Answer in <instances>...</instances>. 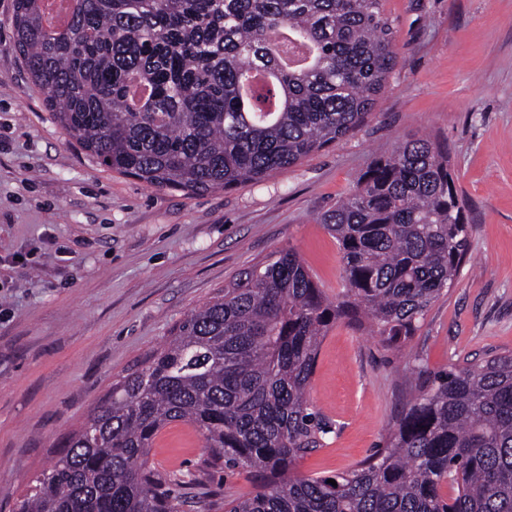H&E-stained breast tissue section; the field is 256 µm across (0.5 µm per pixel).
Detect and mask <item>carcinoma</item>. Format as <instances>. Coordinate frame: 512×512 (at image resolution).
<instances>
[{
  "mask_svg": "<svg viewBox=\"0 0 512 512\" xmlns=\"http://www.w3.org/2000/svg\"><path fill=\"white\" fill-rule=\"evenodd\" d=\"M72 2L56 31L42 0H15L14 49L90 158L158 189H231L297 164L365 122L397 62L382 0ZM306 50L310 63L280 65ZM136 84L150 94L133 107ZM320 221L342 256L336 301L290 248L244 269L112 384L15 512H178L147 467L176 421L213 464L254 473L228 512H512L510 351L419 372L382 446L337 485L294 474L332 432L309 402L322 339L343 322L404 349L471 233L448 148L429 138L376 157Z\"/></svg>",
  "mask_w": 512,
  "mask_h": 512,
  "instance_id": "cac0c4a2",
  "label": "carcinoma"
}]
</instances>
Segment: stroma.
<instances>
[{"label":"stroma","mask_w":512,"mask_h":512,"mask_svg":"<svg viewBox=\"0 0 512 512\" xmlns=\"http://www.w3.org/2000/svg\"><path fill=\"white\" fill-rule=\"evenodd\" d=\"M0 0V512L191 310L271 252L294 249L327 297L341 253L320 215L369 164L428 136L448 148L472 226L469 260L404 353L339 324L310 401L333 425L296 472L331 476L381 445L404 376L512 351V0H383L397 64L365 123L259 183L156 189L92 162L53 118L13 48ZM178 512H226L254 476L213 467L178 421L148 454Z\"/></svg>","instance_id":"obj_1"}]
</instances>
